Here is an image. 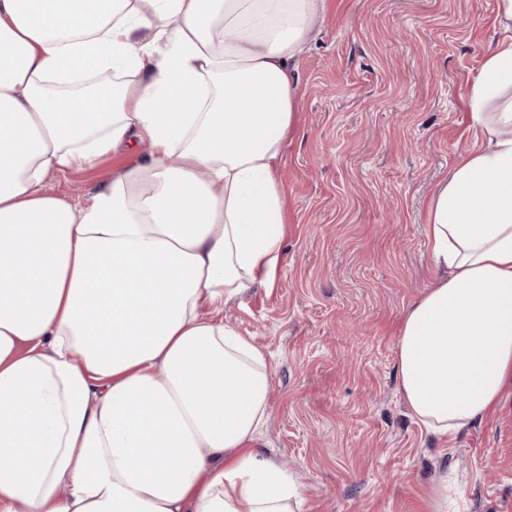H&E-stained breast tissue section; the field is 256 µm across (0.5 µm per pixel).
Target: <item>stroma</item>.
<instances>
[{
  "instance_id": "stroma-1",
  "label": "stroma",
  "mask_w": 512,
  "mask_h": 512,
  "mask_svg": "<svg viewBox=\"0 0 512 512\" xmlns=\"http://www.w3.org/2000/svg\"><path fill=\"white\" fill-rule=\"evenodd\" d=\"M495 15L496 0H326L298 60L285 261L274 287L223 315L267 353L260 446L305 486L302 512H429L444 476L462 512H512V388L449 440L412 417L396 356L400 320L435 277L432 190L474 145L465 93ZM138 160L118 152L50 190L90 200Z\"/></svg>"
}]
</instances>
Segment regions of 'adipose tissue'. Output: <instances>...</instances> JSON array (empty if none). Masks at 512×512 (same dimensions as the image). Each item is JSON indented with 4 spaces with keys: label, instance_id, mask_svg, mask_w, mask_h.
I'll return each mask as SVG.
<instances>
[{
    "label": "adipose tissue",
    "instance_id": "ef3b65f1",
    "mask_svg": "<svg viewBox=\"0 0 512 512\" xmlns=\"http://www.w3.org/2000/svg\"><path fill=\"white\" fill-rule=\"evenodd\" d=\"M323 2L0 0V512H300L259 446L266 353L222 311L275 285ZM496 31L396 342L413 418L452 437L512 386V0ZM142 143L89 203L45 190Z\"/></svg>",
    "mask_w": 512,
    "mask_h": 512
}]
</instances>
